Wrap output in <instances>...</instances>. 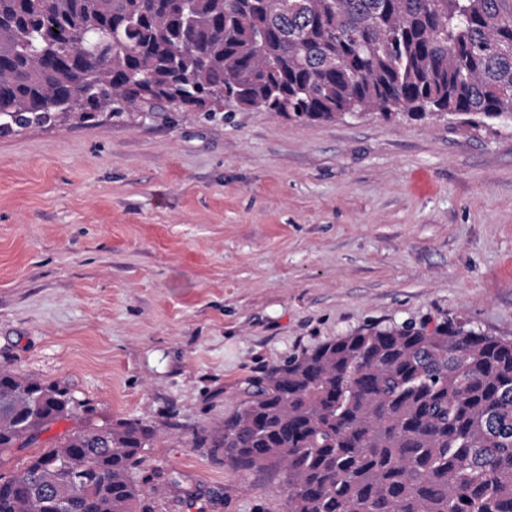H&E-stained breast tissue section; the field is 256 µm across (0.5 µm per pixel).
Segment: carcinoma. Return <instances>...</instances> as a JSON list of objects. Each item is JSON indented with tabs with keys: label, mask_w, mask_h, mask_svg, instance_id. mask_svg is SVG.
Segmentation results:
<instances>
[{
	"label": "carcinoma",
	"mask_w": 512,
	"mask_h": 512,
	"mask_svg": "<svg viewBox=\"0 0 512 512\" xmlns=\"http://www.w3.org/2000/svg\"><path fill=\"white\" fill-rule=\"evenodd\" d=\"M295 121L462 117L512 129V0H0V132L155 104ZM0 365V512H146L160 429ZM284 474L286 512H512V339L451 318L369 325L249 379L196 436ZM74 422H60L50 427L49 431L43 433L38 443L28 448L13 449L0 455V472L6 475L17 474L23 470L28 459L48 448L50 443L62 435L64 431L70 429Z\"/></svg>",
	"instance_id": "1"
}]
</instances>
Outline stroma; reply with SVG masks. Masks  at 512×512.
<instances>
[{"label": "stroma", "mask_w": 512, "mask_h": 512, "mask_svg": "<svg viewBox=\"0 0 512 512\" xmlns=\"http://www.w3.org/2000/svg\"><path fill=\"white\" fill-rule=\"evenodd\" d=\"M512 338V131L163 108L0 135V364L162 433L151 512H284L195 447L245 379L360 328Z\"/></svg>", "instance_id": "stroma-1"}]
</instances>
